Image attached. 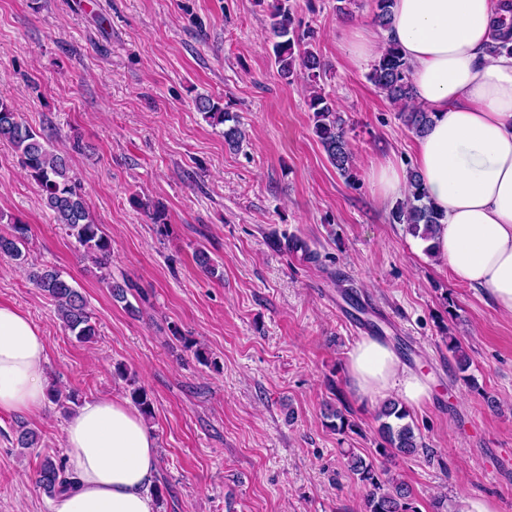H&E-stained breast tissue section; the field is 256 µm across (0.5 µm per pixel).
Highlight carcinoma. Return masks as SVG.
<instances>
[{
    "label": "carcinoma",
    "instance_id": "obj_1",
    "mask_svg": "<svg viewBox=\"0 0 512 512\" xmlns=\"http://www.w3.org/2000/svg\"><path fill=\"white\" fill-rule=\"evenodd\" d=\"M373 3L374 23L385 31L391 20L392 0H373ZM269 18L268 39L272 41L278 74L290 83L298 71H303L310 87L308 108L313 114L312 132L336 172L347 182L355 181L354 160L345 121L336 111L334 100L322 94L320 87V82L326 77L327 65L314 50L317 31L311 27L298 31L290 0H269ZM367 78L398 108L400 117L416 135L426 132L431 124V114L412 106L416 92L411 68L393 44H388L371 65ZM196 108L210 124L224 126V144L229 149L239 148L243 132L220 101L200 95L196 98ZM0 140L12 145L29 177L38 185L44 206L52 212L55 222L82 248L83 257L102 269L108 268L112 239L97 224L84 194L73 180L68 155L51 147L48 137L23 121L16 108L3 99H0ZM133 203L150 216L153 223L165 224V211L162 208L139 199L133 200ZM441 219L442 215L431 205L420 177L414 172L410 173L407 199L392 212L393 222L407 225L411 234L428 241L435 237ZM28 239L27 225H12L11 233L0 234V256L25 263L27 256L24 249ZM194 259L206 275L222 278L223 273L213 264L206 251L196 250ZM30 280L55 302L64 329L77 342L89 343L97 336L87 300L70 281L55 270H33ZM103 281L113 300L131 305L128 301V281H116L109 272L103 275ZM115 373L127 382L129 396L141 414L146 418L152 416V400L146 390L137 384L135 376L120 364L115 367ZM409 417L406 405L397 400H389L380 406L376 413L381 439L378 448L380 455L429 453L421 437L415 433L413 424L407 421ZM325 418L327 427L338 433L352 428L348 409L344 406H328ZM344 456L347 470L366 489L363 512H418L412 489L406 482L378 468L351 449L344 452ZM73 484L74 476L62 461L51 456L44 457L37 471V487L53 497L64 487Z\"/></svg>",
    "mask_w": 512,
    "mask_h": 512
}]
</instances>
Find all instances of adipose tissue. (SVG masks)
<instances>
[{
    "label": "adipose tissue",
    "instance_id": "adipose-tissue-1",
    "mask_svg": "<svg viewBox=\"0 0 512 512\" xmlns=\"http://www.w3.org/2000/svg\"><path fill=\"white\" fill-rule=\"evenodd\" d=\"M504 0H394L390 29L357 22L341 48L364 67L398 46L411 67L415 104L433 123L415 139V169L443 220L433 252L452 279L484 293L512 316V52L489 54ZM383 201L407 197L408 175L392 160L370 166ZM46 342L28 315L0 304V413L35 414L47 401ZM347 375L361 397L396 396L419 407L426 381L389 345L367 337L349 355ZM67 467L75 485L58 492L52 512H158L151 494L157 448L125 400L85 402L64 425Z\"/></svg>",
    "mask_w": 512,
    "mask_h": 512
}]
</instances>
